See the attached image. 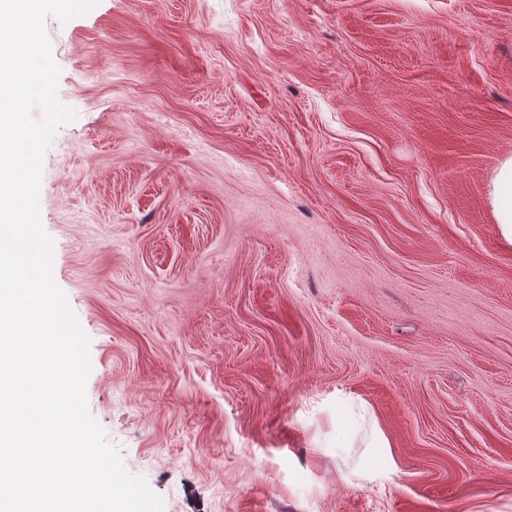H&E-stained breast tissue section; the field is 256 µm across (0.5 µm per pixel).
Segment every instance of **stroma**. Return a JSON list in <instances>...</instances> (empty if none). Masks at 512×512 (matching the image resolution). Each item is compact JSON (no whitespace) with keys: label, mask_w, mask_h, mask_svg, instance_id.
Returning a JSON list of instances; mask_svg holds the SVG:
<instances>
[{"label":"stroma","mask_w":512,"mask_h":512,"mask_svg":"<svg viewBox=\"0 0 512 512\" xmlns=\"http://www.w3.org/2000/svg\"><path fill=\"white\" fill-rule=\"evenodd\" d=\"M46 28L90 414L164 512H512V0H100ZM489 202L502 238L512 245V156L503 159L491 179Z\"/></svg>","instance_id":"obj_1"}]
</instances>
